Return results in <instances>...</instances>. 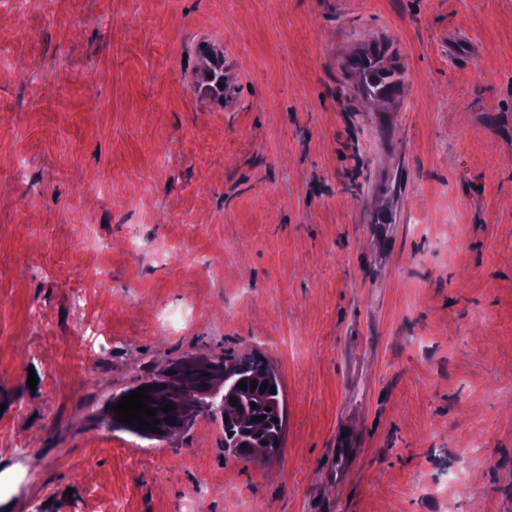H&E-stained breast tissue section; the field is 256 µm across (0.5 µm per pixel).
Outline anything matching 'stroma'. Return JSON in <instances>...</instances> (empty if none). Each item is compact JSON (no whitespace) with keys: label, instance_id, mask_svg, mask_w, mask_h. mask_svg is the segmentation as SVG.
Returning <instances> with one entry per match:
<instances>
[{"label":"stroma","instance_id":"stroma-1","mask_svg":"<svg viewBox=\"0 0 512 512\" xmlns=\"http://www.w3.org/2000/svg\"><path fill=\"white\" fill-rule=\"evenodd\" d=\"M203 28L241 111L184 80ZM245 353L275 454L113 429L148 370ZM0 512H512V0H0ZM348 431L347 436L342 437V432ZM358 437L351 430L339 427L336 432V448L332 449L330 468L327 476H330L337 482L345 481L349 469L351 458L358 452Z\"/></svg>","mask_w":512,"mask_h":512}]
</instances>
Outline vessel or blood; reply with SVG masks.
<instances>
[{
	"mask_svg": "<svg viewBox=\"0 0 512 512\" xmlns=\"http://www.w3.org/2000/svg\"><path fill=\"white\" fill-rule=\"evenodd\" d=\"M196 65L186 76V82L194 99L211 112H236L242 109L239 95V81L229 79L231 59L224 53L223 40L208 34H200L193 47ZM224 76V83H216V76ZM358 451V438L355 433L340 436L332 450L328 474L336 481H345L352 457Z\"/></svg>",
	"mask_w": 512,
	"mask_h": 512,
	"instance_id": "b4317fda",
	"label": "vessel or blood"
}]
</instances>
